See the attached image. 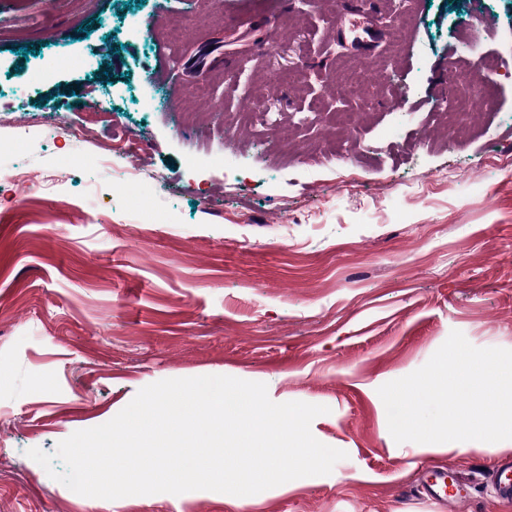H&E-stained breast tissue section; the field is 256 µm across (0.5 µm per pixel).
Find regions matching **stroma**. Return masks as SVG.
Listing matches in <instances>:
<instances>
[{"instance_id": "obj_1", "label": "stroma", "mask_w": 512, "mask_h": 512, "mask_svg": "<svg viewBox=\"0 0 512 512\" xmlns=\"http://www.w3.org/2000/svg\"><path fill=\"white\" fill-rule=\"evenodd\" d=\"M400 9L370 26L343 0L0 7V512H512L490 481L511 440L396 443L378 394L451 331L512 349V0H416L398 52ZM478 51L500 64L499 109L457 142L435 114L481 83ZM379 56L388 80L337 94L339 66ZM252 96L271 122L225 135ZM339 112L359 113L356 134ZM130 167L143 192L114 193ZM205 375L326 406L311 431L346 459L241 504L85 497L27 455L147 385ZM428 466L468 501L417 495Z\"/></svg>"}]
</instances>
